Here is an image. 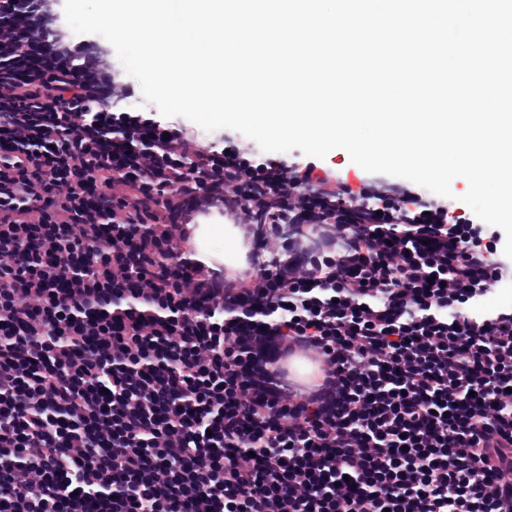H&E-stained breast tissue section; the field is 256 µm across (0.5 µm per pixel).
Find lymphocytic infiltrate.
<instances>
[{
  "instance_id": "1",
  "label": "lymphocytic infiltrate",
  "mask_w": 512,
  "mask_h": 512,
  "mask_svg": "<svg viewBox=\"0 0 512 512\" xmlns=\"http://www.w3.org/2000/svg\"><path fill=\"white\" fill-rule=\"evenodd\" d=\"M16 2L0 512H512V307L477 310L500 230L109 108L97 47ZM340 194L384 223L338 219ZM218 221L240 268L194 248Z\"/></svg>"
}]
</instances>
